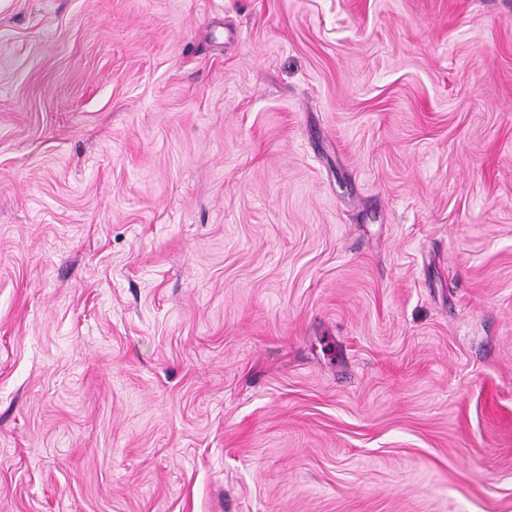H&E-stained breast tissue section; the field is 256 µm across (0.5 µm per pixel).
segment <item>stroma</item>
Listing matches in <instances>:
<instances>
[{
    "label": "stroma",
    "mask_w": 512,
    "mask_h": 512,
    "mask_svg": "<svg viewBox=\"0 0 512 512\" xmlns=\"http://www.w3.org/2000/svg\"><path fill=\"white\" fill-rule=\"evenodd\" d=\"M0 512H512V0H0Z\"/></svg>",
    "instance_id": "stroma-1"
}]
</instances>
